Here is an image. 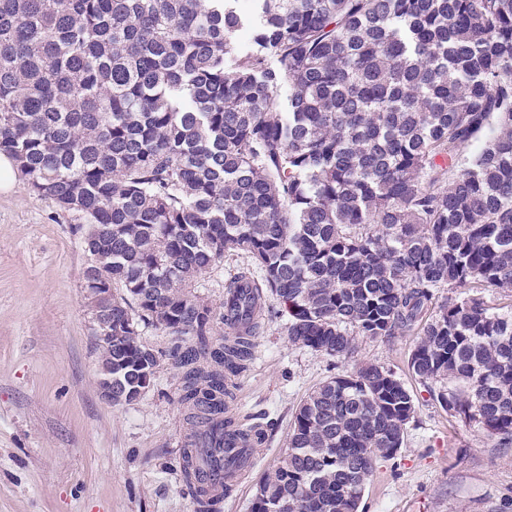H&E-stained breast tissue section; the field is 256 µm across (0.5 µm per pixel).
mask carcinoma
I'll return each instance as SVG.
<instances>
[{"label":"carcinoma","instance_id":"cac0c4a2","mask_svg":"<svg viewBox=\"0 0 512 512\" xmlns=\"http://www.w3.org/2000/svg\"><path fill=\"white\" fill-rule=\"evenodd\" d=\"M237 2L0 0V153L86 226L113 402L155 376L157 326L188 423L233 424L228 381L271 294L291 342L330 357L417 336L412 375L512 448V311L465 292L512 291V0H252L236 58ZM237 251L261 275L229 280L251 317L216 343L233 309L195 282ZM414 412L375 364L323 382L250 512H359Z\"/></svg>","mask_w":512,"mask_h":512}]
</instances>
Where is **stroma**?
Returning a JSON list of instances; mask_svg holds the SVG:
<instances>
[{
  "label": "stroma",
  "instance_id": "stroma-1",
  "mask_svg": "<svg viewBox=\"0 0 512 512\" xmlns=\"http://www.w3.org/2000/svg\"><path fill=\"white\" fill-rule=\"evenodd\" d=\"M76 224L23 177L0 191V512H197L179 454L190 427L167 357L172 338L143 328L159 357L153 385L130 403L102 397L83 288L92 258ZM251 265L247 253L225 255L199 278L198 295L222 312L228 280ZM278 308L267 300L253 358L231 388L238 418L261 425L265 442L220 512H249L259 483L288 455L300 401L367 363L404 382L415 413L396 456L377 462L360 512H501L512 501V449L450 416L409 373L415 336L361 337L351 357L332 358L291 342Z\"/></svg>",
  "mask_w": 512,
  "mask_h": 512
}]
</instances>
